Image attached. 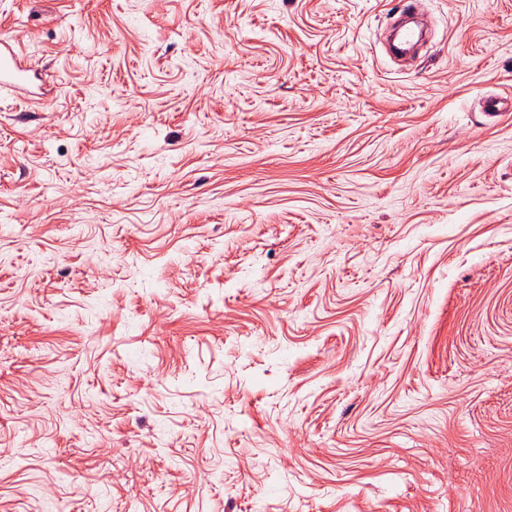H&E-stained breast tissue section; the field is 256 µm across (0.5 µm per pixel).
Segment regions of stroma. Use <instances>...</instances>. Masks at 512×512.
Masks as SVG:
<instances>
[{
    "label": "stroma",
    "instance_id": "stroma-1",
    "mask_svg": "<svg viewBox=\"0 0 512 512\" xmlns=\"http://www.w3.org/2000/svg\"><path fill=\"white\" fill-rule=\"evenodd\" d=\"M0 0V512H512V0ZM32 66L17 49V40L12 37H0V89L15 88L28 91L33 85L30 75Z\"/></svg>",
    "mask_w": 512,
    "mask_h": 512
}]
</instances>
